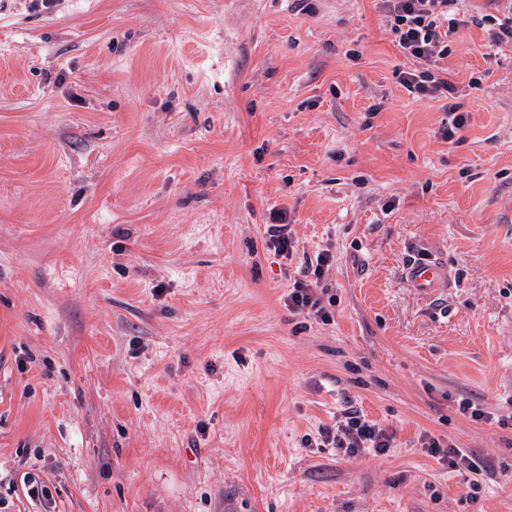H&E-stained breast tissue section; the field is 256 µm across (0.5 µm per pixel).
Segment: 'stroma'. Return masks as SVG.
I'll list each match as a JSON object with an SVG mask.
<instances>
[{
    "mask_svg": "<svg viewBox=\"0 0 512 512\" xmlns=\"http://www.w3.org/2000/svg\"><path fill=\"white\" fill-rule=\"evenodd\" d=\"M451 49L448 141L378 0H0V512H512V46ZM350 407L390 453L304 447ZM269 220L271 225L267 229L269 235L268 245L274 251L288 258L293 253V237L288 234V212L287 210H275L270 212ZM333 256L329 252L319 253L316 257V264L312 266L314 280H296L293 289L288 294V308L297 314L312 316L324 323L331 319L332 312L330 307L336 303L332 296L327 297L328 288H319L325 269L331 265ZM407 272L423 293L435 291L444 278V269L436 262H413L407 266ZM422 448L432 457L448 462L449 469L463 471L473 476H485L491 473V468L484 458L468 454L460 448H446L441 440L432 434H424L421 438Z\"/></svg>",
    "mask_w": 512,
    "mask_h": 512,
    "instance_id": "stroma-1",
    "label": "stroma"
}]
</instances>
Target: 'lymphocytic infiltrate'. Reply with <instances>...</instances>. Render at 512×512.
I'll list each match as a JSON object with an SVG mask.
<instances>
[{
	"mask_svg": "<svg viewBox=\"0 0 512 512\" xmlns=\"http://www.w3.org/2000/svg\"><path fill=\"white\" fill-rule=\"evenodd\" d=\"M385 24L403 54L413 59L414 69L400 72V85L417 98L446 100L448 124L445 139H454L465 124L466 117L455 102V85L438 74L442 60L447 59L453 39L467 26L459 0H380ZM332 262L330 253L316 257L312 279L295 281L288 294V306L294 312L329 322L332 317L326 303V289L320 288L324 272ZM421 443L428 455L446 461L449 468L471 474V489H479V477L488 475V462L459 448L444 446L441 440L426 434ZM307 448H331L346 457L366 453L384 455L394 446V436L358 411L344 412L333 428L319 429L317 437L303 440Z\"/></svg>",
	"mask_w": 512,
	"mask_h": 512,
	"instance_id": "f902f5d3",
	"label": "lymphocytic infiltrate"
}]
</instances>
